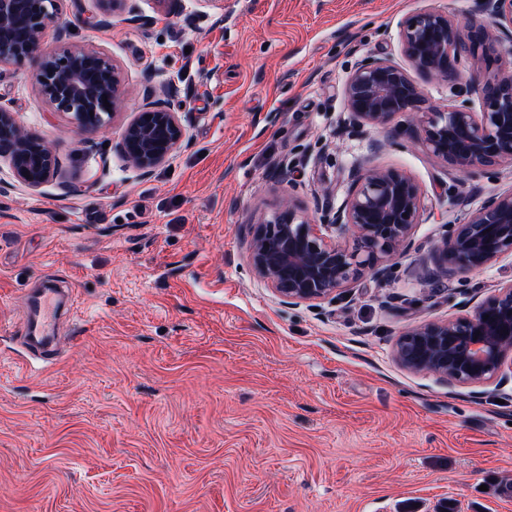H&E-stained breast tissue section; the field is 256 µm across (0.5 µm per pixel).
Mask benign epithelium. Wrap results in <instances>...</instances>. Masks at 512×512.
<instances>
[{"label":"benign epithelium","mask_w":512,"mask_h":512,"mask_svg":"<svg viewBox=\"0 0 512 512\" xmlns=\"http://www.w3.org/2000/svg\"><path fill=\"white\" fill-rule=\"evenodd\" d=\"M105 13L138 17L137 0H105ZM59 0H0V66L38 59L36 80L60 112L81 129L93 130L82 109L117 114L126 88L121 71L106 57L65 47L41 55L49 21ZM407 62L367 56L349 73L344 94L346 124L384 126L404 115L421 146L458 172L512 161V59L499 46L512 40V0H482L477 14L460 31L446 11L423 9L400 24ZM466 50L480 79L470 78L448 108L427 109L409 70L456 79ZM477 93L482 111H472L462 95ZM107 100H102V96ZM187 144L179 113L161 100L146 102L123 130L118 148L142 176L168 161ZM0 157L20 183L38 189L50 181L56 157L45 142L26 135L14 111L0 104ZM422 194L417 183L392 168L355 166L341 208L315 224L290 201L249 223L248 259L256 277L290 306L329 298L358 278L384 276L394 260L411 248L419 223ZM446 273L488 268L512 257V191L489 196L466 222L455 224L436 248ZM512 349V280L497 285L475 312L456 320L420 323L398 340L395 358L406 370L432 374L447 384L481 383L500 370Z\"/></svg>","instance_id":"obj_1"}]
</instances>
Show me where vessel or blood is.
<instances>
[{
    "label": "vessel or blood",
    "mask_w": 512,
    "mask_h": 512,
    "mask_svg": "<svg viewBox=\"0 0 512 512\" xmlns=\"http://www.w3.org/2000/svg\"><path fill=\"white\" fill-rule=\"evenodd\" d=\"M71 305L72 294L66 288H40L26 293V313L20 333L22 344L47 356L56 355V315L58 311L69 309Z\"/></svg>",
    "instance_id": "b4317fda"
}]
</instances>
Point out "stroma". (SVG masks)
<instances>
[{
  "label": "stroma",
  "instance_id": "obj_1",
  "mask_svg": "<svg viewBox=\"0 0 512 512\" xmlns=\"http://www.w3.org/2000/svg\"><path fill=\"white\" fill-rule=\"evenodd\" d=\"M62 0L43 50L99 52L131 91L78 130L36 61L6 65L0 104L52 143L32 190L0 160V512H512V351L496 378L448 385L403 369L396 342L472 314L512 257L438 272L435 246L512 162L467 174L428 154L405 117L345 128L363 58L403 62L402 20L475 0ZM68 29L58 40L59 26ZM179 110L188 144L151 177L119 153L144 100ZM419 185L413 247L318 306L283 304L248 260L252 217L293 199L315 222L350 169ZM71 288L55 358L16 338L25 291Z\"/></svg>",
  "mask_w": 512,
  "mask_h": 512
}]
</instances>
